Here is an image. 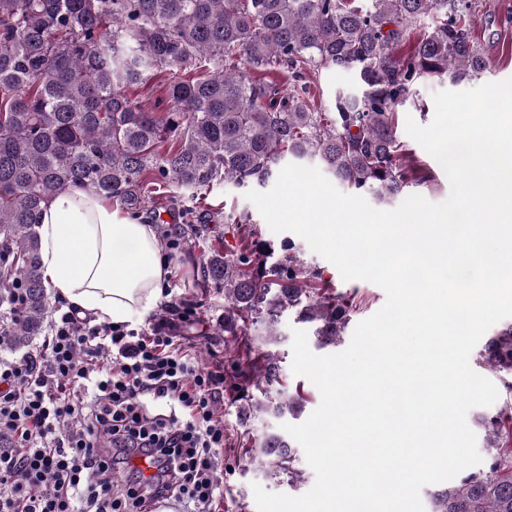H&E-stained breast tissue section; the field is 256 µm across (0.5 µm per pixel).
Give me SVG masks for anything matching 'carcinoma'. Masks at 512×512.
<instances>
[{"mask_svg": "<svg viewBox=\"0 0 512 512\" xmlns=\"http://www.w3.org/2000/svg\"><path fill=\"white\" fill-rule=\"evenodd\" d=\"M471 0H0V347L41 335L46 315L37 216L73 185L129 210L157 187L194 195L217 182L270 180L285 157L316 158L348 189L385 200L409 184L397 108L418 80L454 82L486 68L469 28ZM427 16L432 31L413 37ZM355 71L359 95L320 112L307 75ZM168 73V106L144 110L128 89ZM287 80L283 93L268 77ZM190 219L181 243L206 235ZM255 232L212 248L199 287L224 292V392L242 425L299 416L285 390L278 327L313 328L315 347L341 342L357 304L321 271ZM22 289L14 311L10 291ZM482 364L512 395V325L487 337ZM485 464L430 494L431 512H512V403L486 416ZM272 479L302 480L296 447L273 432L250 449Z\"/></svg>", "mask_w": 512, "mask_h": 512, "instance_id": "cac0c4a2", "label": "carcinoma"}]
</instances>
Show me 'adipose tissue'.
I'll list each match as a JSON object with an SVG mask.
<instances>
[{"instance_id": "obj_1", "label": "adipose tissue", "mask_w": 512, "mask_h": 512, "mask_svg": "<svg viewBox=\"0 0 512 512\" xmlns=\"http://www.w3.org/2000/svg\"><path fill=\"white\" fill-rule=\"evenodd\" d=\"M43 282L93 322L134 325L166 299L169 262L154 224L85 187L53 196L36 227Z\"/></svg>"}]
</instances>
